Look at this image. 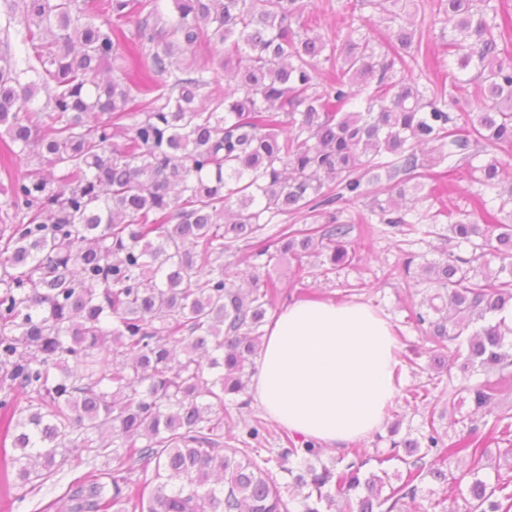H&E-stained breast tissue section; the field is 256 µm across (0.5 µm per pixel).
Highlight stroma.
Listing matches in <instances>:
<instances>
[{
  "mask_svg": "<svg viewBox=\"0 0 512 512\" xmlns=\"http://www.w3.org/2000/svg\"><path fill=\"white\" fill-rule=\"evenodd\" d=\"M370 227L371 249H359L357 234H350L346 247L358 251L360 260L337 267L331 277L320 275L322 261L317 257L311 258L305 278H297L291 269L284 266L272 270L271 275L280 288L275 307L288 304L300 294L318 292L328 298L366 303L389 316L398 339L404 386L379 435L359 441L358 446L368 460V470L384 469L393 475L401 470V463L391 461L381 465L377 462L378 457L388 453L391 441L418 436L425 417L431 411L427 403L412 399L411 391L426 388L432 395L453 400V408L440 422L443 431L451 436L469 425L473 418L472 404L463 389L465 378L462 373L457 371L450 376L436 373L431 366L429 343L407 321L409 306L420 302L425 294V283L418 278L407 281L400 275L398 268L402 253L391 229L375 221ZM467 468L465 460L452 459L448 462V470L456 475V482L443 485L425 479L419 491L422 512H434V505L438 502L442 503L445 512H467L468 484L460 479ZM86 470V465L71 461L43 486L14 485L9 496L0 497V512H47L48 505L63 496L70 482Z\"/></svg>",
  "mask_w": 512,
  "mask_h": 512,
  "instance_id": "obj_1",
  "label": "stroma"
}]
</instances>
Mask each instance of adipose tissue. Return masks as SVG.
Segmentation results:
<instances>
[{"mask_svg":"<svg viewBox=\"0 0 512 512\" xmlns=\"http://www.w3.org/2000/svg\"><path fill=\"white\" fill-rule=\"evenodd\" d=\"M387 316L358 302L296 300L270 319L250 393L289 436L337 451L381 428L401 385Z\"/></svg>","mask_w":512,"mask_h":512,"instance_id":"ef3b65f1","label":"adipose tissue"}]
</instances>
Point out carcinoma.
Here are the masks:
<instances>
[{
	"instance_id": "1",
	"label": "carcinoma",
	"mask_w": 512,
	"mask_h": 512,
	"mask_svg": "<svg viewBox=\"0 0 512 512\" xmlns=\"http://www.w3.org/2000/svg\"><path fill=\"white\" fill-rule=\"evenodd\" d=\"M174 8L11 0L0 27V127L26 166L15 175L3 165L0 432L18 454L0 459V484L43 483L72 454L116 465L76 478L62 512H330L338 497V512H410L418 484L448 482L446 462L459 457L472 475L469 512H512V482L480 477L487 436L512 434L507 416L451 437L430 414L420 437L391 441L377 459L405 466L395 485L363 471L357 452L338 469L316 467L321 449L287 435L265 449L261 420L224 441L233 408L248 405L229 402L245 393L278 294L254 260L286 257L301 276L306 258L325 255L326 278L352 264L354 225L327 212L340 201L371 199L405 243L446 223L471 247L419 265L435 293L410 320L438 370L485 375L464 387L474 413L506 391L512 327L484 323L512 304V224L498 218L512 208L501 0H346V34L334 38L316 32L305 0ZM365 8L387 16V40L364 32ZM426 12L453 63L446 84L409 74L433 51L402 14ZM203 44L220 55L222 98L203 93ZM323 63L336 68L326 84ZM444 163L477 186L472 210L452 211L435 192L423 211L391 202L420 193ZM279 215L313 225L264 234ZM243 250L245 286L224 265ZM467 332L466 356L448 349ZM105 427L109 439L92 438Z\"/></svg>"
}]
</instances>
